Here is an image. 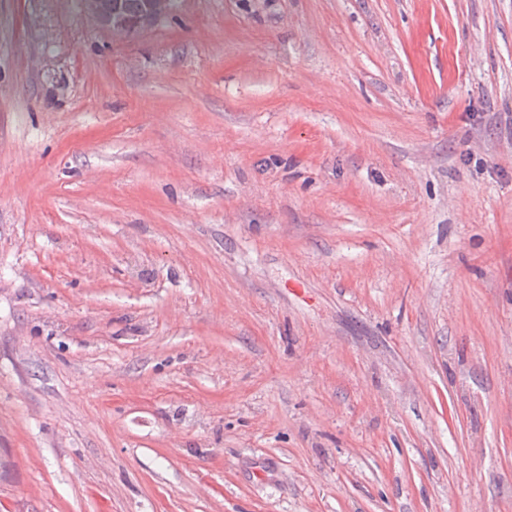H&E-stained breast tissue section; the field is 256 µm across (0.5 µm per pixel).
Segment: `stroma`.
Returning a JSON list of instances; mask_svg holds the SVG:
<instances>
[{
  "label": "stroma",
  "instance_id": "stroma-1",
  "mask_svg": "<svg viewBox=\"0 0 512 512\" xmlns=\"http://www.w3.org/2000/svg\"><path fill=\"white\" fill-rule=\"evenodd\" d=\"M0 512H512V0H0ZM157 1H161L166 7L161 11L150 12L151 4L149 0H112L108 9H104L102 0H83L82 4L86 15L95 25L111 30L112 34L116 36H122L123 34L120 31H113L112 28L120 27L126 34L132 33L144 25L168 18L171 15V11L174 14L178 10L181 2L179 0H169L170 3L168 0H153L152 4ZM113 9L130 21H124L116 17L114 12H112ZM149 12V16L143 20ZM139 20H143L141 24L140 22H132Z\"/></svg>",
  "mask_w": 512,
  "mask_h": 512
}]
</instances>
